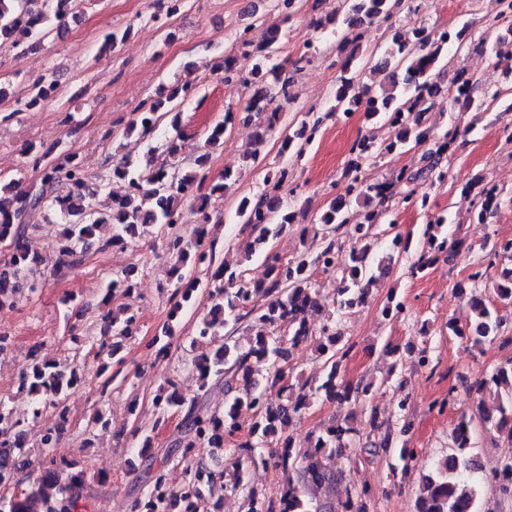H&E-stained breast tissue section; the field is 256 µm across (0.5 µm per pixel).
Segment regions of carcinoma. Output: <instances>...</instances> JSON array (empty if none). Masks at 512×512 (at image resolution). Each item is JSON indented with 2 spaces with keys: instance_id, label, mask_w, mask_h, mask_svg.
Here are the masks:
<instances>
[{
  "instance_id": "cac0c4a2",
  "label": "carcinoma",
  "mask_w": 512,
  "mask_h": 512,
  "mask_svg": "<svg viewBox=\"0 0 512 512\" xmlns=\"http://www.w3.org/2000/svg\"><path fill=\"white\" fill-rule=\"evenodd\" d=\"M27 2L0 0V44L19 48L28 43H41L53 31L50 21L61 22L97 4L98 0H42L43 11L35 14L24 8ZM184 4L185 0H167L165 13H153L149 20L166 27ZM393 8L392 0H344L343 7L320 20L319 28L340 37L350 51L339 61L340 75L324 114H316L298 127L288 124L283 113L271 108L272 98L266 89L270 82L283 88L287 84L283 67L272 63L273 52L280 45L279 31H270L259 44V60L242 78V84L255 91L240 111L249 113L264 133L280 125L288 130L280 151L283 162L278 165V173L264 182L258 195L242 197L236 208L239 223L253 236V248L246 253L245 261L256 256L268 267L267 280L261 284L248 280L242 269L229 270L215 265L217 241L206 239L204 232L205 225L211 221L208 211L211 198L224 196L236 184L231 172L224 173L218 181L208 180L207 174L210 149L224 144V132L234 120V111L226 112L224 121L212 128L204 152L189 169L180 163L179 135L165 140L164 148L173 158L167 169L160 167L146 175L131 155L117 159L108 180H120L136 186L137 190L123 195L107 193V203L101 209L89 208L86 200L108 184L103 178L95 181L89 177L76 153L62 149L50 162L45 161L52 153L50 149L28 153V162L42 169L40 186L19 194L15 207L6 211L0 221V242L9 241V254L3 265L10 269V275L0 276V307L15 304L26 272L38 263L28 248L32 225L26 223V217L45 206L57 211L63 221L55 272L81 264L84 253L95 245V229L99 226L112 227V241L119 242L136 235L140 227L159 225L164 229L162 250L175 258L170 268L173 282L170 316L181 311L198 291L207 294V312L197 322L195 334L183 352L195 368L202 390H208L213 383L224 384V411H211L198 399H186L174 380L165 381L153 397L154 412L160 418L172 411L182 413L181 437L163 453L158 468L154 467L152 431L146 429L136 437L137 457L146 461L145 487L141 496L132 501L130 512H201L202 506L220 491L247 492L249 512H368L365 501L368 490L336 491V473L323 459L347 452L374 457L388 451L394 440L409 432L410 424L405 416L408 397L398 401L399 413L393 421H381L377 412H371L369 432L365 434L351 426L347 417L332 420L315 436L308 457L295 451L296 440L285 428L293 416L311 407L313 397L318 394L344 405L367 396L373 389V383L362 378L354 384L341 378L342 363L351 346L343 343L336 323H327L319 329L307 323L306 311L317 305V273H331L338 278V315L364 304L369 288L376 281V272L383 269L374 265L373 259L374 249L383 237V225L391 230L395 228L394 213L387 206L395 196L400 197L401 203L427 212L422 231L426 248L408 258L409 276H425L440 256L448 252V216L429 213L427 195L418 193V187L428 181L445 179L447 172L442 161L448 147L456 142L459 128H450L442 134L437 149L428 152L426 164L411 171L403 170L390 181L367 183L361 177V170L364 162L373 156L407 151L411 145H420L431 138L428 115L441 94L431 76L444 67L448 43L463 44L471 23L463 22L454 33H438L422 24L404 31L391 28L385 47L372 50L364 47L365 26L391 17ZM489 54L499 63L512 61V47L501 38L489 47ZM370 62L372 71L385 74L386 79V86L375 94L362 82L364 68ZM454 86L453 101L461 110H484L486 101L475 94L471 77L464 73L457 75ZM58 87L54 73L41 76L27 105L36 106L54 98ZM197 93V84L192 81L177 85L169 95L155 98L140 108L128 123L126 134L136 132L142 139L152 136L162 113L171 115V127H176L179 116L171 103L177 99L184 102ZM361 107L369 119L388 123L393 137L384 143L364 137L353 144L352 158L343 174L344 192L327 196L317 223L312 225V236L302 239L291 258L283 259L269 248V242L297 217L293 192L285 188L289 167L301 159L304 145L319 135L326 118L346 116ZM463 190L474 196L476 219L484 223L497 199L495 189L485 186L477 189L467 183ZM190 197L196 201V209L187 213L183 204ZM180 224L196 225L194 236L186 237L177 229ZM347 241L350 247L345 255L343 247ZM500 257L512 259V239L496 243L486 255V263L470 273L471 284H458L456 289L463 293L478 287ZM137 276L136 267L126 269L122 277L108 284L105 299H111L116 291L126 298L132 297ZM495 292L501 302L512 304V269L503 275ZM470 302L472 323L462 328L450 322L448 330L475 345L493 341L501 327L496 309L480 295H472ZM137 315L130 303L102 313L100 335L112 337L109 356H115L121 342L131 335ZM244 320L250 322L253 334L245 351L232 337L224 335L226 327ZM309 340L315 342L319 355L324 357V369L321 378L302 382L290 375L288 351ZM256 365L266 367L268 378L263 386L252 378ZM83 382L78 362L64 365L36 354L22 370L18 388L31 397L33 414L41 413L43 405L48 403L59 411L63 420L66 397ZM473 388L478 393L492 390L497 401L512 406V359L499 365L490 377L476 381ZM274 390L286 397L288 405L271 406L269 395ZM480 420L484 428L512 441V415L505 408L484 409L480 411ZM472 422L473 417L461 410L451 430L450 452L425 477L415 498L414 512H479L481 487L485 483L497 486L503 495L512 498V459L492 474L480 471ZM242 430L245 434L236 447L246 465L265 461L262 449L275 446L282 452H271L274 464L295 472L278 499L261 498L249 486L245 469L230 481L217 485L208 459L216 450L226 447L227 439ZM58 441V435L52 431L43 434L40 476L30 486L22 487L23 480L18 474L29 466L27 431L20 421L11 420L10 411L0 401V488H13L9 495L0 494V512H83L81 489L86 471L81 462L54 454ZM171 462L182 466V480L177 485L169 483L165 470ZM314 487L327 488L336 499L315 501L311 496Z\"/></svg>"
}]
</instances>
